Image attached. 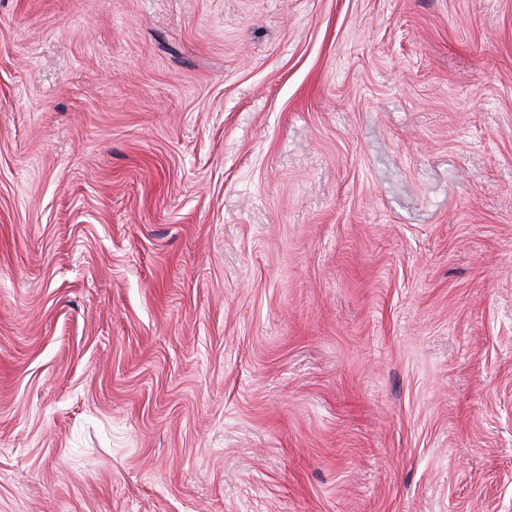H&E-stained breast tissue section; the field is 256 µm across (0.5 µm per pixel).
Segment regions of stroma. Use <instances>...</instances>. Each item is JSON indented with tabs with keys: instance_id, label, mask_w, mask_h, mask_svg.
<instances>
[{
	"instance_id": "35a3bbf8",
	"label": "stroma",
	"mask_w": 512,
	"mask_h": 512,
	"mask_svg": "<svg viewBox=\"0 0 512 512\" xmlns=\"http://www.w3.org/2000/svg\"><path fill=\"white\" fill-rule=\"evenodd\" d=\"M0 512H512V0H0Z\"/></svg>"
}]
</instances>
